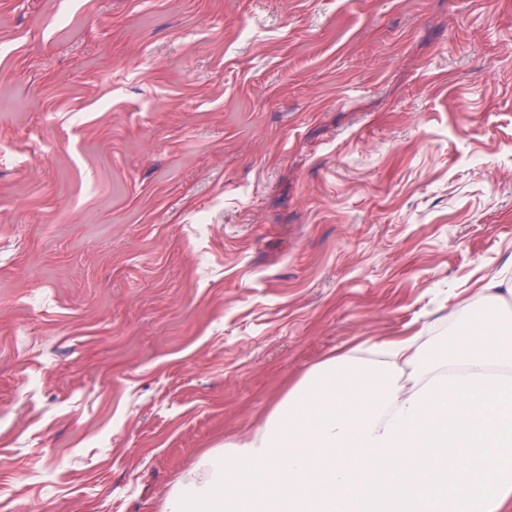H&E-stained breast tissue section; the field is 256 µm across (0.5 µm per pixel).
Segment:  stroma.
Masks as SVG:
<instances>
[{"instance_id": "1", "label": "stroma", "mask_w": 512, "mask_h": 512, "mask_svg": "<svg viewBox=\"0 0 512 512\" xmlns=\"http://www.w3.org/2000/svg\"><path fill=\"white\" fill-rule=\"evenodd\" d=\"M490 305L512 0H0V512H160L318 362Z\"/></svg>"}]
</instances>
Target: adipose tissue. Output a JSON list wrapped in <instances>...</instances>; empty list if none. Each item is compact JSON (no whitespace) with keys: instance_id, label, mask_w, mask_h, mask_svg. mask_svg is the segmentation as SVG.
Returning <instances> with one entry per match:
<instances>
[{"instance_id":"ef3b65f1","label":"adipose tissue","mask_w":512,"mask_h":512,"mask_svg":"<svg viewBox=\"0 0 512 512\" xmlns=\"http://www.w3.org/2000/svg\"><path fill=\"white\" fill-rule=\"evenodd\" d=\"M331 356L246 437L210 449L160 512H502L512 500V313L457 322L423 359ZM421 364L412 385L403 366Z\"/></svg>"}]
</instances>
